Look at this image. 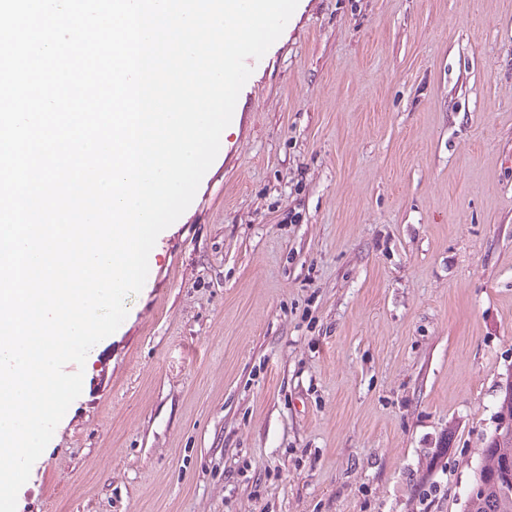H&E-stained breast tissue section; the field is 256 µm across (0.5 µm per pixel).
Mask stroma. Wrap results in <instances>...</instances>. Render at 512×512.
<instances>
[{"instance_id": "35a3bbf8", "label": "stroma", "mask_w": 512, "mask_h": 512, "mask_svg": "<svg viewBox=\"0 0 512 512\" xmlns=\"http://www.w3.org/2000/svg\"><path fill=\"white\" fill-rule=\"evenodd\" d=\"M17 512H463L512 376V0H303Z\"/></svg>"}]
</instances>
